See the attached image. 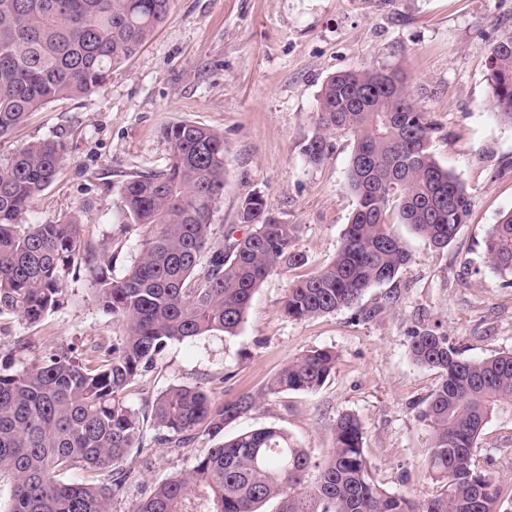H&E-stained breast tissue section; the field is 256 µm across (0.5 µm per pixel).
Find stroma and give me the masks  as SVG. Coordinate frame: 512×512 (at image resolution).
<instances>
[{
  "instance_id": "stroma-1",
  "label": "stroma",
  "mask_w": 512,
  "mask_h": 512,
  "mask_svg": "<svg viewBox=\"0 0 512 512\" xmlns=\"http://www.w3.org/2000/svg\"><path fill=\"white\" fill-rule=\"evenodd\" d=\"M512 34V0H174L166 23L95 93L52 102L0 139V155L58 138L65 160L26 215L30 224L62 217L82 224L84 242L111 247L113 273L138 254L136 234L119 231L118 189L129 175L163 170V127L192 122L224 135V194L216 234L235 230L243 200L263 196L280 221L299 228L304 261L257 288L235 335L174 342L152 371L128 388L146 409L173 385H198L215 401L249 392L259 406L228 424L225 436L276 425L321 463L338 415L355 414L376 482L421 502L443 486L423 466L428 430L417 418L436 388L435 370L409 355L412 330L447 335L464 358L512 350V286L491 268L484 239L512 210V124L490 109L491 46ZM401 68L415 103L443 130L433 141L439 163L465 186L468 220L447 249L430 248L408 225L391 223L411 259L398 276L369 288L352 307L295 321L281 304L291 281L329 264L356 206L347 180L353 138L327 134V158L309 164L302 145L315 131L326 79L350 69ZM64 303L37 324L0 315V366L32 362L71 344L122 332L97 302L87 271L65 280ZM29 351L16 352L17 338ZM336 350L335 372L316 392L266 394L280 369L311 349ZM210 443L199 437L173 454L132 450V481L112 512H136L162 480L189 469ZM480 466L512 498V414L493 416L474 450Z\"/></svg>"
}]
</instances>
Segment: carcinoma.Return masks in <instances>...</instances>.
<instances>
[{
  "instance_id": "cac0c4a2",
  "label": "carcinoma",
  "mask_w": 512,
  "mask_h": 512,
  "mask_svg": "<svg viewBox=\"0 0 512 512\" xmlns=\"http://www.w3.org/2000/svg\"><path fill=\"white\" fill-rule=\"evenodd\" d=\"M173 0H0V138L28 114L101 88L168 19ZM490 108L512 123V34L490 49ZM315 133L303 146L318 165L325 134L353 136L347 179L357 205L334 260L293 281L283 313L303 320L356 304L367 289L393 280L410 255L391 233L387 214L430 247L444 250L468 215L458 178L431 151L440 125L414 103L404 75L375 69L331 75L318 96ZM166 168L136 174L119 190L122 231L139 235V252L120 277L112 256L83 244L81 225L62 218L22 223L57 176L64 143L43 139L0 156V314L37 324L63 301L74 268L91 273L100 307L122 330L78 358L61 346L38 363L0 368V476L12 479L5 512H111L125 490L134 448L179 450L205 435L213 445L185 472L153 488L136 512H512L503 508L491 472L473 448L487 422L512 410V351L471 360L432 329L412 332L414 362L439 374L419 420L428 428L424 464L443 493L417 506L381 487L353 414L340 415L327 459L316 465L288 432L268 426L224 438L227 424L254 410L244 393L219 407L200 386L174 385L145 416L127 388L150 372L169 343L214 331L236 333L259 285L303 256L296 226L279 221L258 195L244 199L241 237L214 240L213 217L224 192V136L190 122L169 125ZM490 266L512 277V211L486 235ZM330 348L289 361L265 394L313 392L336 369ZM80 470L79 481L64 479Z\"/></svg>"
}]
</instances>
